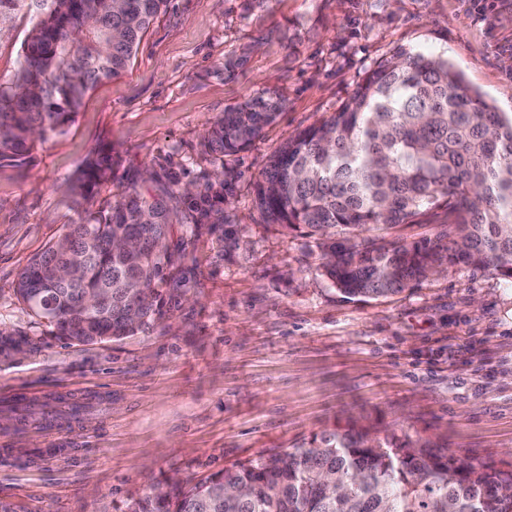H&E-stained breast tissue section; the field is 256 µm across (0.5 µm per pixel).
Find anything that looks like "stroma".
Instances as JSON below:
<instances>
[{
  "label": "stroma",
  "mask_w": 512,
  "mask_h": 512,
  "mask_svg": "<svg viewBox=\"0 0 512 512\" xmlns=\"http://www.w3.org/2000/svg\"><path fill=\"white\" fill-rule=\"evenodd\" d=\"M30 26L20 14L0 29V83ZM510 43L511 12L488 22L465 0H168L65 133L0 163V331L24 337L0 350V512H124L157 481L197 483L351 422L512 461V280L458 265L396 296L349 300L307 238L253 203L279 148L399 49L447 56L512 113ZM230 54L242 63L228 73ZM268 95L282 111L227 159L223 241L171 228L181 256L160 285L161 317L97 344L51 335L14 288L78 221L70 184L85 160L112 153L104 200L163 165L204 188V130Z\"/></svg>",
  "instance_id": "stroma-1"
}]
</instances>
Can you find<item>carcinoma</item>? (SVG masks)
<instances>
[{
  "label": "carcinoma",
  "mask_w": 512,
  "mask_h": 512,
  "mask_svg": "<svg viewBox=\"0 0 512 512\" xmlns=\"http://www.w3.org/2000/svg\"><path fill=\"white\" fill-rule=\"evenodd\" d=\"M167 0H0V26L32 14L15 79L0 83V160L28 156L72 121L89 91L121 73ZM283 108L255 97L204 133L210 178L196 193L175 172L147 173L115 201L112 154L88 159L70 185L82 206L65 242L36 255L16 292L70 344L133 336L161 314L156 285L173 264V224L224 239V158L245 148ZM439 202L448 224L403 242ZM271 224L302 231L319 269L348 299L413 288L443 265L512 280V115L468 89L448 59L400 49L372 69L342 107L288 140L255 183ZM512 463L449 456L406 431L354 424L285 453L239 462L192 486L165 479L127 512H512Z\"/></svg>",
  "instance_id": "carcinoma-1"
}]
</instances>
